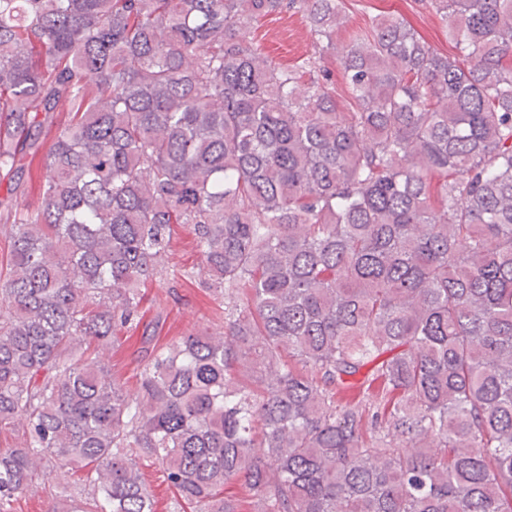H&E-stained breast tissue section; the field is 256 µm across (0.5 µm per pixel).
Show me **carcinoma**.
<instances>
[{
    "label": "carcinoma",
    "instance_id": "1",
    "mask_svg": "<svg viewBox=\"0 0 512 512\" xmlns=\"http://www.w3.org/2000/svg\"><path fill=\"white\" fill-rule=\"evenodd\" d=\"M0 0V512H512V0ZM293 10L340 58L244 33ZM181 227L201 264L176 267ZM224 326L159 342L143 288ZM140 339L138 387L103 352ZM427 0H346V23L333 37L337 46L345 45L352 32L365 26L379 14H395L405 18L429 45L439 52L455 55L458 49L448 41L444 21L425 2ZM142 473L146 484L152 489L156 498L157 512L171 510V493L168 490L165 475L158 466L148 463L142 466ZM47 491L41 488L35 493L23 496L16 504L15 512H48L51 508V500Z\"/></svg>",
    "mask_w": 512,
    "mask_h": 512
}]
</instances>
